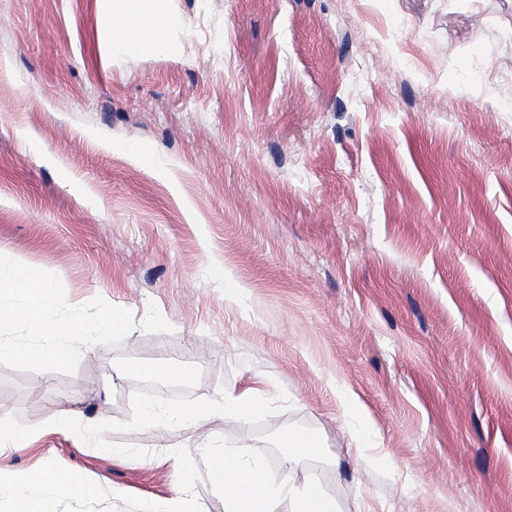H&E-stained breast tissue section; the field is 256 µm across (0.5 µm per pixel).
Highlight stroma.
<instances>
[{"instance_id": "1", "label": "stroma", "mask_w": 512, "mask_h": 512, "mask_svg": "<svg viewBox=\"0 0 512 512\" xmlns=\"http://www.w3.org/2000/svg\"><path fill=\"white\" fill-rule=\"evenodd\" d=\"M103 10L0 0V264L122 320L0 355V484L225 512L213 444L340 512H512V0L145 5L171 55ZM160 19L159 23L142 28L137 38L149 40L159 50L170 51L171 45L167 39L166 32L172 23V19L168 16H161ZM196 417V412H189L177 406L147 404L143 409L142 422L154 426H179Z\"/></svg>"}]
</instances>
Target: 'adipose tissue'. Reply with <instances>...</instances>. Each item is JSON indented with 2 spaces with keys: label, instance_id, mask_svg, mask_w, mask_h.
<instances>
[{
  "label": "adipose tissue",
  "instance_id": "obj_1",
  "mask_svg": "<svg viewBox=\"0 0 512 512\" xmlns=\"http://www.w3.org/2000/svg\"><path fill=\"white\" fill-rule=\"evenodd\" d=\"M59 306L50 287L32 280L20 266L0 269V320H26L44 337L40 343L12 344L13 355L65 362V354L56 348L51 336L53 323L49 318L50 311ZM204 454L220 464L218 473L224 487L225 512H278L281 502L288 498L297 501L299 512H338L334 499L310 489L297 491L285 481H269L264 460L245 459L215 445L205 448Z\"/></svg>",
  "mask_w": 512,
  "mask_h": 512
}]
</instances>
